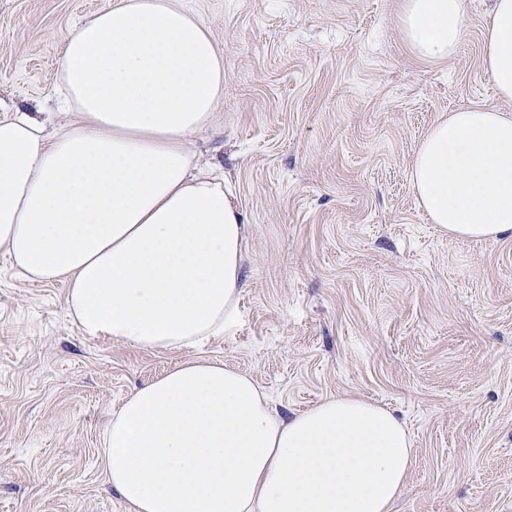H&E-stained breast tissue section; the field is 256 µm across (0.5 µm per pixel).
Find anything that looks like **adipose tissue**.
<instances>
[{
    "label": "adipose tissue",
    "mask_w": 512,
    "mask_h": 512,
    "mask_svg": "<svg viewBox=\"0 0 512 512\" xmlns=\"http://www.w3.org/2000/svg\"><path fill=\"white\" fill-rule=\"evenodd\" d=\"M402 24L421 56H448L462 0H404ZM484 40L485 70L512 101V0H493ZM223 96L224 55L180 0H117L66 38L56 132L0 116V252L27 280L66 282L85 335L186 349L235 322L245 224L230 178L190 147ZM411 181L448 235L512 238V118L450 113L419 145ZM101 447L134 512H390L414 464L385 407L331 397L283 414L213 361L135 388Z\"/></svg>",
    "instance_id": "adipose-tissue-1"
}]
</instances>
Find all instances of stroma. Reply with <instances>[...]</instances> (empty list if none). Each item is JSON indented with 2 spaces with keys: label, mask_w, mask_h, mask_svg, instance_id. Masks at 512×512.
<instances>
[{
  "label": "stroma",
  "mask_w": 512,
  "mask_h": 512,
  "mask_svg": "<svg viewBox=\"0 0 512 512\" xmlns=\"http://www.w3.org/2000/svg\"><path fill=\"white\" fill-rule=\"evenodd\" d=\"M116 0H0V109L56 111L69 31ZM224 54L217 131L194 149L248 228L236 323L191 349L81 332L65 283L0 255V512H133L101 468L113 411L189 359L251 376L282 413L354 397L405 423L392 512H512V238L441 233L410 171L448 113L512 117L483 67L491 0H463L443 58L404 37V0H183Z\"/></svg>",
  "instance_id": "stroma-1"
}]
</instances>
